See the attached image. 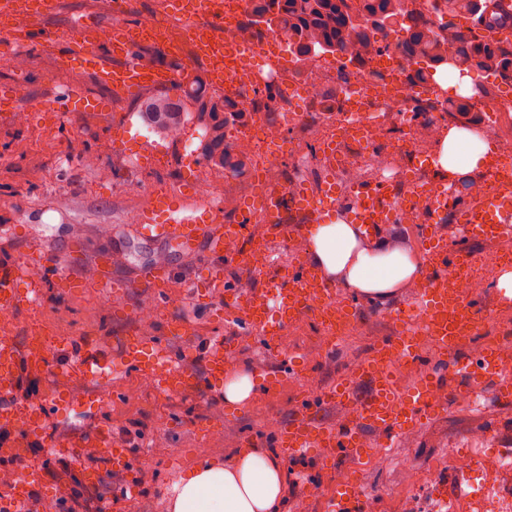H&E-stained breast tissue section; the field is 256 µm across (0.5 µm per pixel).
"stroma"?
Returning <instances> with one entry per match:
<instances>
[{
  "instance_id": "stroma-1",
  "label": "stroma",
  "mask_w": 512,
  "mask_h": 512,
  "mask_svg": "<svg viewBox=\"0 0 512 512\" xmlns=\"http://www.w3.org/2000/svg\"><path fill=\"white\" fill-rule=\"evenodd\" d=\"M90 9L96 10L100 27L111 26L106 0H61L56 13L33 26L22 46V68L0 61V85L10 90L21 80L28 88L26 99L17 104L25 120L18 123L0 116V263L24 261L41 248L56 252L64 271L86 280L84 287L75 289L47 283L39 303L0 315V337L25 347L28 329L37 323L53 328L58 336L92 342L118 358L124 342L139 332L135 311L152 300L147 269L163 262L174 277L164 303L157 307L151 340L162 343L189 368L212 336L224 337L236 347L228 372L258 378L283 358L296 365L295 374L271 387L263 402L229 409L223 384H205L172 396L159 392L151 377L123 371L107 390L76 379L64 367V353L53 350L55 371L41 376L38 391L27 394L26 400L50 407L57 396L74 398L76 404L69 410L50 407L47 423L52 432L38 441L45 445L54 438L67 443L75 437L79 443L58 455L53 464L58 479L48 480L44 490L31 496L29 512H45L48 505L69 496L78 482L87 483L93 496L111 502L112 512H168L174 485L199 463H229L251 448L275 452L276 433L293 419L299 400L321 394L345 377L371 355L378 339L394 332L395 325L390 306L363 300L355 327L337 347H330L313 318L288 324L280 329L276 344L260 346L249 338L237 302L227 292L209 288L213 263L204 252L184 254L169 242L141 239L138 225L128 223L127 217L132 209L149 205L154 186L192 184L203 177L220 182L224 172L197 160L177 161L170 141L142 121L141 94L113 100L102 112L61 106L58 88L63 84L72 99L108 95L91 77L61 67L41 41L43 30L68 28ZM49 105L60 106L58 121L47 119L44 109ZM132 154L148 157L149 164L130 176L121 162ZM87 155L96 157V165L84 163ZM54 177L67 184V197L60 202L44 192ZM442 232L450 248L480 254V272L486 277L479 306L490 315L481 338L465 342L464 352L474 353L485 342L512 343V305L499 304L489 269L498 255L512 253V239L471 240L448 223ZM104 253L114 259L116 296L128 307L127 316L114 315L89 280L95 259ZM219 305L224 308L220 316L215 313ZM173 319L183 322L182 335H169ZM441 366L449 372L450 387L441 413L388 444L377 431H367L370 452L362 463L343 456L326 466L318 454H305L293 466L301 479L296 493L287 498L285 512H326L337 484L348 481L357 482L364 494L359 512H404L414 502L425 512H497L496 496L512 493V470L484 477L457 470L453 460L470 448L512 455V406L468 405L456 391L460 379L451 371V359H442ZM220 412L225 415L224 427L215 432L204 419ZM101 430L115 440L125 439L130 431L142 433L144 454L132 468L113 470L102 459L97 436ZM90 469L97 472L92 482L86 479Z\"/></svg>"
}]
</instances>
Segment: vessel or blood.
<instances>
[{
    "label": "vessel or blood",
    "mask_w": 512,
    "mask_h": 512,
    "mask_svg": "<svg viewBox=\"0 0 512 512\" xmlns=\"http://www.w3.org/2000/svg\"><path fill=\"white\" fill-rule=\"evenodd\" d=\"M30 6L34 13L48 16L53 0H0V41L17 44L27 35L26 28L11 25V16L20 6ZM98 28L95 12L89 11L77 19L67 30H48L44 41L56 46L66 68H75L91 75L94 81L117 96L126 97L150 88H170L186 83L188 70L163 71L142 62L136 52L138 40L128 37L120 47L102 55L96 37ZM397 195L396 186L378 181L353 186L348 191L351 201L349 218L361 225L366 233H376L383 225L396 221L392 203ZM337 195L335 185H327L320 202H312L309 195L299 194L295 204L312 218H320L333 211ZM197 206H173L166 196H158L153 205L141 215L140 231L144 237L174 242L180 251L193 253L205 249L211 259L245 269L246 256L258 243L251 231L255 220L268 223L271 237L304 235L305 225L276 224L272 221L268 199H260L243 206L236 223L227 224L215 218L202 223ZM431 223L427 227L429 240L425 255L426 268L416 286L413 308H394L393 318L398 328L393 335L377 343V355L372 361L359 365L356 372L319 397L304 400L297 409L293 422L280 428L276 446L285 457H296L311 449L326 450L328 458L351 456L363 458L368 451L365 432L377 430L382 437L420 427L444 409L436 397L445 387V376L436 368L422 363L420 350L422 336H429L433 347L441 355L450 356L455 372L466 381L489 380L493 383V397L502 403H512V379L506 378L492 351L485 349L480 356L462 353L464 337L452 328L462 323L473 326L475 312L469 297L448 287V272L464 271L474 266L477 254L462 250L449 253L448 240L438 230L444 211L440 204L431 207ZM461 225L469 237L493 240L512 236V200L496 195L468 204L458 211ZM233 236L240 244L238 252L224 248L225 236ZM44 286L43 281L29 283L22 280V269L11 264L0 267V308L21 307L36 299ZM357 314L356 301H337L336 289L308 262L288 259L280 264L273 276L266 279L261 290L252 292L251 307L246 313L247 325L254 340L272 344L278 325H285L308 316L325 320L331 315L353 319ZM48 336L34 333L29 348L17 350L12 340L0 338V404L14 406L16 415L27 418V430L42 434L47 405H15L16 383L21 374L42 373L53 361L45 347ZM70 368L73 374L89 379L102 387H110L112 365L110 360L91 345L70 346ZM231 349L223 340L211 346L204 375H196L182 366L175 355H161L156 344L132 338L119 359L127 370H135L159 379L160 388L174 395L206 383L223 380ZM398 355L409 364L418 366L419 372L408 391H400L391 370L384 365L386 358ZM335 401L353 408L349 420L335 425L319 422L316 415L325 403ZM16 482L8 499L0 498V507L6 500H28L33 488L41 485L44 471L38 466L17 465ZM361 500L358 485H338L330 499L328 512H354Z\"/></svg>",
    "instance_id": "obj_1"
}]
</instances>
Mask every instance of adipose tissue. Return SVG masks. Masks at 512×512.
<instances>
[{
  "mask_svg": "<svg viewBox=\"0 0 512 512\" xmlns=\"http://www.w3.org/2000/svg\"><path fill=\"white\" fill-rule=\"evenodd\" d=\"M491 150L489 140L464 117L440 137L432 165L449 184L461 185L485 167ZM307 254L328 281L380 304L415 286L421 275L415 254L395 235L369 237L340 217L317 225ZM284 498L282 461L251 450L231 463L210 461L191 470L174 485L169 507L170 512H279Z\"/></svg>",
  "mask_w": 512,
  "mask_h": 512,
  "instance_id": "adipose-tissue-1",
  "label": "adipose tissue"
}]
</instances>
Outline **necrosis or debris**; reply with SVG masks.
<instances>
[{
  "label": "necrosis or debris",
  "mask_w": 512,
  "mask_h": 512,
  "mask_svg": "<svg viewBox=\"0 0 512 512\" xmlns=\"http://www.w3.org/2000/svg\"><path fill=\"white\" fill-rule=\"evenodd\" d=\"M218 5L226 22L216 36L228 56L223 83L209 89L243 118L227 131V146L254 147L245 175L224 174L225 181L236 182L238 196L257 199L277 190L286 224L305 221L293 204L294 192L316 200L329 181L341 193L364 182L397 184L401 224L427 223L436 196L454 198V187L433 181L420 163L449 126L448 94L434 79L410 80L395 33L381 37L380 53L360 62L320 52L286 67L262 57L264 51L283 49L282 34L257 23L244 0H218ZM186 21L180 13L158 12L138 26L153 40L176 39L177 57L196 64V44L183 34ZM472 102L479 111L494 113L482 130L500 142L502 155L512 154V99L485 85Z\"/></svg>",
  "instance_id": "obj_1"
}]
</instances>
